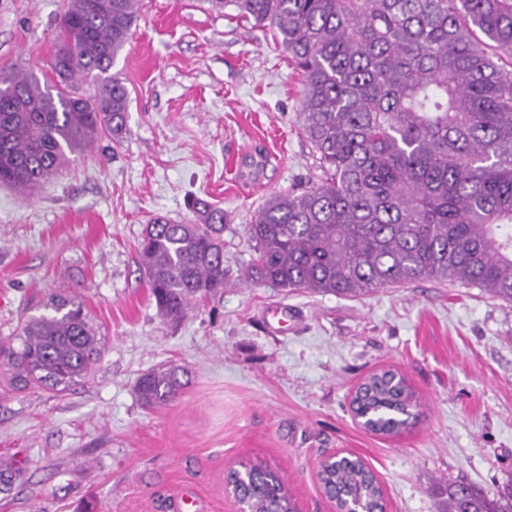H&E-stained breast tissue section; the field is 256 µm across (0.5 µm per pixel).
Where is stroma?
<instances>
[{"label":"stroma","instance_id":"1","mask_svg":"<svg viewBox=\"0 0 512 512\" xmlns=\"http://www.w3.org/2000/svg\"><path fill=\"white\" fill-rule=\"evenodd\" d=\"M67 0H0V75L48 82ZM111 72L127 132L100 136L34 195L0 187V338L76 295L102 336L93 376L0 400V460L20 474L0 512H236L224 473L267 466L298 512H334L320 462L348 452L387 512H441L454 481L494 491L512 474V303L419 281L350 298L241 282L246 234L273 195L319 184L299 128L302 81L271 29L209 0H140ZM224 212V292L171 323L138 244L157 216ZM184 366L181 394L149 410L138 377ZM402 374L418 421L384 436L349 402L372 372Z\"/></svg>","mask_w":512,"mask_h":512}]
</instances>
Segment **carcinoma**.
<instances>
[{
	"instance_id": "carcinoma-1",
	"label": "carcinoma",
	"mask_w": 512,
	"mask_h": 512,
	"mask_svg": "<svg viewBox=\"0 0 512 512\" xmlns=\"http://www.w3.org/2000/svg\"><path fill=\"white\" fill-rule=\"evenodd\" d=\"M69 0L49 67L54 84L8 77L0 89V185L32 192L100 135L126 127L128 91L109 74L129 43L138 0ZM274 31L302 75L300 129L324 178L268 199L247 232L252 285L357 297L419 280L458 283L512 302V0H209ZM100 84L94 95L76 77ZM194 219L156 218L138 247L159 314L183 318L224 290V211L200 200ZM13 342L0 343L7 390L64 391L103 355L83 303L51 295ZM187 369L143 375L141 402L161 408ZM417 397L391 370L351 399L372 432L393 435L417 418ZM319 482L336 509L383 507L365 463L327 459ZM224 482L252 512H294L282 480L249 466ZM444 512H512V477L489 494L458 481Z\"/></svg>"
}]
</instances>
